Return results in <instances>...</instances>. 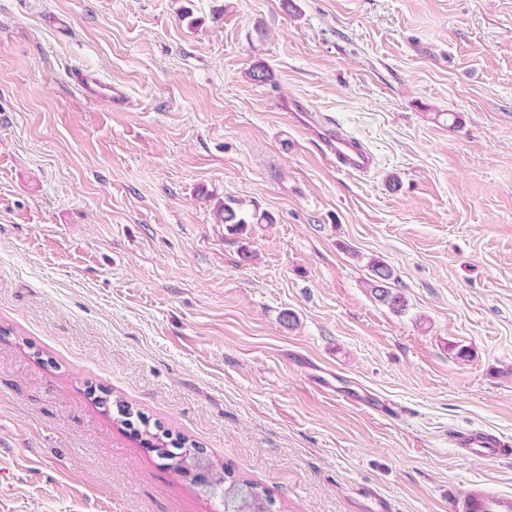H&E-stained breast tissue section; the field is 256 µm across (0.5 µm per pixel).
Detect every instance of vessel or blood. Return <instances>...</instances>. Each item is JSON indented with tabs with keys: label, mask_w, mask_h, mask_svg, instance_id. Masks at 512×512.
I'll return each mask as SVG.
<instances>
[{
	"label": "vessel or blood",
	"mask_w": 512,
	"mask_h": 512,
	"mask_svg": "<svg viewBox=\"0 0 512 512\" xmlns=\"http://www.w3.org/2000/svg\"><path fill=\"white\" fill-rule=\"evenodd\" d=\"M73 80L79 90L87 96L110 98L116 107L124 103L122 94L95 74L80 72L74 75ZM281 106L284 110L299 113L301 127L320 142L323 154L338 170L357 176L372 170L373 156L359 140L329 126L317 118L315 113L305 110L299 101L285 100ZM457 445L462 448L464 454L478 457L495 456L502 448L497 436L485 432L462 435L458 437ZM454 509L455 512H512V496L493 490L459 491L455 494Z\"/></svg>",
	"instance_id": "1"
}]
</instances>
